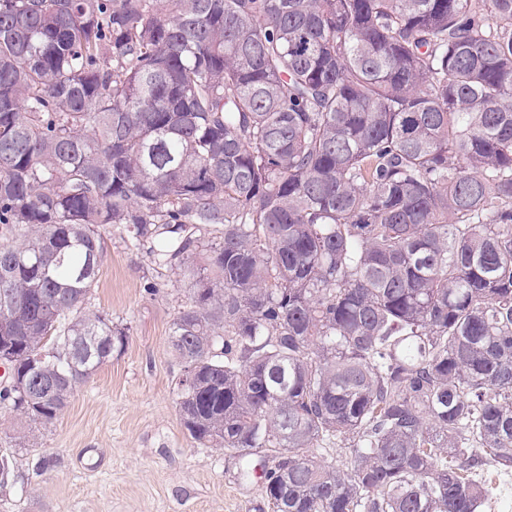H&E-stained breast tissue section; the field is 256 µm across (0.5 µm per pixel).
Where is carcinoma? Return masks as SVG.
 I'll list each match as a JSON object with an SVG mask.
<instances>
[{"instance_id": "cac0c4a2", "label": "carcinoma", "mask_w": 512, "mask_h": 512, "mask_svg": "<svg viewBox=\"0 0 512 512\" xmlns=\"http://www.w3.org/2000/svg\"><path fill=\"white\" fill-rule=\"evenodd\" d=\"M112 226L181 259V423L273 512L512 469V0H0V403L41 426L128 344Z\"/></svg>"}]
</instances>
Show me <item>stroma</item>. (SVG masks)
Instances as JSON below:
<instances>
[{
  "instance_id": "1",
  "label": "stroma",
  "mask_w": 512,
  "mask_h": 512,
  "mask_svg": "<svg viewBox=\"0 0 512 512\" xmlns=\"http://www.w3.org/2000/svg\"><path fill=\"white\" fill-rule=\"evenodd\" d=\"M103 247L89 305L127 328L129 343L51 425L33 428L0 407V455L15 475L0 512H272L235 450L198 445L181 425L184 367L168 348L189 298L178 260L156 263L117 228ZM43 458L50 466L40 472Z\"/></svg>"
}]
</instances>
